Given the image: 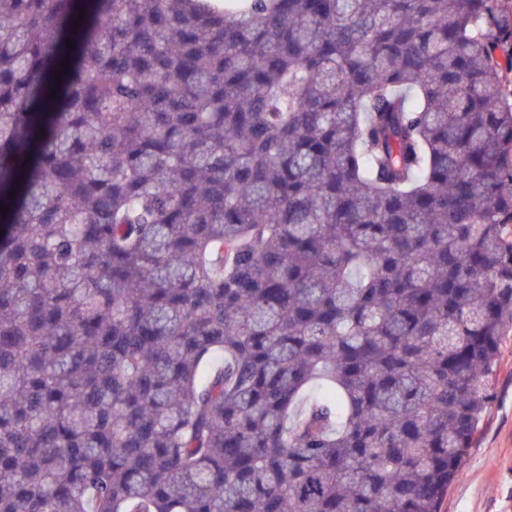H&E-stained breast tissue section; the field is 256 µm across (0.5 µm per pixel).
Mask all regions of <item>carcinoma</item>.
<instances>
[{
    "label": "carcinoma",
    "mask_w": 512,
    "mask_h": 512,
    "mask_svg": "<svg viewBox=\"0 0 512 512\" xmlns=\"http://www.w3.org/2000/svg\"><path fill=\"white\" fill-rule=\"evenodd\" d=\"M509 72L501 0H0V512H440Z\"/></svg>",
    "instance_id": "1"
}]
</instances>
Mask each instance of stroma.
Returning <instances> with one entry per match:
<instances>
[{
  "label": "stroma",
  "instance_id": "1",
  "mask_svg": "<svg viewBox=\"0 0 512 512\" xmlns=\"http://www.w3.org/2000/svg\"><path fill=\"white\" fill-rule=\"evenodd\" d=\"M443 512H512V327L501 342L491 405Z\"/></svg>",
  "mask_w": 512,
  "mask_h": 512
}]
</instances>
